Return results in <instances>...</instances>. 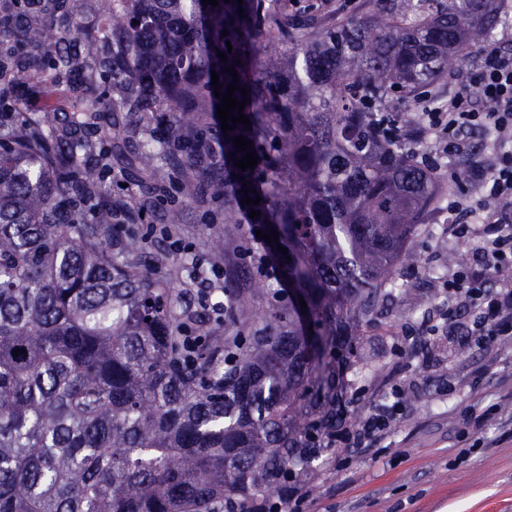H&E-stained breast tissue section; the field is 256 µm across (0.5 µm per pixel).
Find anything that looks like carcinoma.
<instances>
[{
  "label": "carcinoma",
  "instance_id": "1",
  "mask_svg": "<svg viewBox=\"0 0 512 512\" xmlns=\"http://www.w3.org/2000/svg\"><path fill=\"white\" fill-rule=\"evenodd\" d=\"M501 2L364 0L325 25L314 4L288 18L283 0H96L82 50L39 76L29 50L55 38L43 17L82 35L77 4L39 0L0 26V512H224L314 460L301 449L336 420L356 356L343 332L373 326L396 266L417 262L411 237L438 193L426 159L370 115L490 38L512 19ZM94 65L111 92L87 98ZM227 66L252 126L203 129L195 109L217 111L211 71L225 94ZM72 72L85 74L72 112L5 110L16 89ZM158 107L167 135L139 166L192 196L198 152L220 144L205 188L232 207L261 196L251 223L288 241L279 260L307 289L314 343L288 297L253 311L260 280L224 289L232 327L177 310L137 239L113 237L119 204L97 184L108 140L118 113ZM238 136L252 170L235 166Z\"/></svg>",
  "mask_w": 512,
  "mask_h": 512
}]
</instances>
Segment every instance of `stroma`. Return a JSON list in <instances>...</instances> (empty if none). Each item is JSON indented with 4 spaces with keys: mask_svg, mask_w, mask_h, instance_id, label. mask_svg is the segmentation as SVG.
<instances>
[{
    "mask_svg": "<svg viewBox=\"0 0 512 512\" xmlns=\"http://www.w3.org/2000/svg\"><path fill=\"white\" fill-rule=\"evenodd\" d=\"M71 85L66 77L39 84L18 107L68 111ZM166 119L161 111L123 113L112 138V166L100 171L98 182L106 197L137 207L132 228L149 245L158 277L195 308L201 284H208L212 304L223 300L224 287L252 286L256 276L239 259L242 240L225 238L224 220L232 218L242 233L250 226L244 209L225 211L223 198L191 199L177 184L139 173L132 159L165 135ZM418 149L436 159L439 182L437 201L413 237L418 261L395 270L385 309L345 374L356 393L348 410L366 415L398 386L402 412L375 447L327 451L312 461L309 512H512V439L501 437L512 420V336L479 345L457 334L422 332L439 282L455 269L449 255L472 251L468 240L450 234L448 204L476 199L478 189L469 180L456 182L460 157L436 156L424 143ZM171 210L182 213L178 251L160 233ZM218 240L224 258L215 264L210 253Z\"/></svg>",
    "mask_w": 512,
    "mask_h": 512,
    "instance_id": "stroma-1",
    "label": "stroma"
}]
</instances>
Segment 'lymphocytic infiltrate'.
<instances>
[{"label": "lymphocytic infiltrate", "instance_id": "f902f5d3", "mask_svg": "<svg viewBox=\"0 0 512 512\" xmlns=\"http://www.w3.org/2000/svg\"><path fill=\"white\" fill-rule=\"evenodd\" d=\"M484 129L495 136L496 149L488 163L471 168V177L485 190L483 198L454 201L450 228L459 237H477L472 263L460 267L439 293L436 312L440 325L432 335L447 333L446 322L465 314L466 333L478 338L512 335V53L483 46L478 71L468 86L449 97L445 106L418 113L411 138L427 140L442 155L470 152L467 133ZM401 388L392 402L380 403L357 424L337 420L316 436L315 445L328 448H371L396 423ZM306 484L292 470L282 478L274 500L248 504V512H304Z\"/></svg>", "mask_w": 512, "mask_h": 512}]
</instances>
